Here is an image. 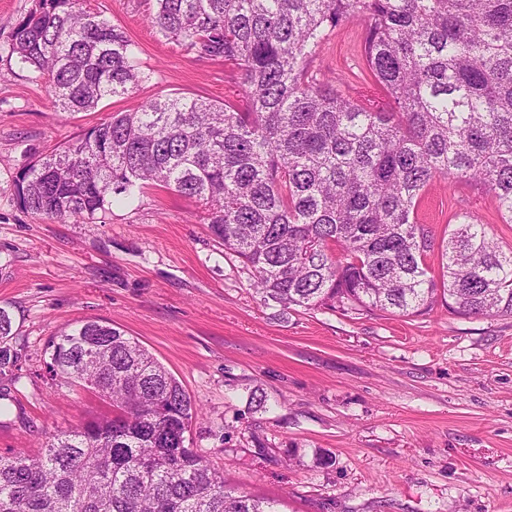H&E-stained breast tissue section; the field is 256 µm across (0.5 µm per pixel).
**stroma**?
I'll return each mask as SVG.
<instances>
[{"mask_svg": "<svg viewBox=\"0 0 512 512\" xmlns=\"http://www.w3.org/2000/svg\"><path fill=\"white\" fill-rule=\"evenodd\" d=\"M32 4L0 0V307L20 356L16 375L0 379V455L39 453L51 435L111 414L45 367L51 336L99 320L138 340L200 405L188 447L282 512H512V315L265 306L195 204L169 191L102 223L41 220L19 206V169L109 114L170 93L243 104L233 66L185 55L151 26L152 0H91L155 78L95 110L58 113L44 80L10 53ZM364 37L361 22L341 26L312 62L361 100L380 95ZM421 207L435 238L467 211L512 247V224L481 187L441 181Z\"/></svg>", "mask_w": 512, "mask_h": 512, "instance_id": "stroma-1", "label": "stroma"}]
</instances>
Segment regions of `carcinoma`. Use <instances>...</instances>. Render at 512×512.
<instances>
[{
  "label": "carcinoma",
  "mask_w": 512,
  "mask_h": 512,
  "mask_svg": "<svg viewBox=\"0 0 512 512\" xmlns=\"http://www.w3.org/2000/svg\"><path fill=\"white\" fill-rule=\"evenodd\" d=\"M148 20L185 54L235 66L246 109L160 95L116 112L18 171L25 211L92 222L162 188L195 203L267 304L512 315V250L472 213L438 243L419 219L448 179L483 187L512 224V0H156ZM354 21L384 106L311 70ZM10 51L71 115L154 75L81 0H33ZM11 335L0 307V376L18 367ZM46 352L52 377L92 383L112 415L0 455V512H280L185 446L200 408L123 329L81 320Z\"/></svg>",
  "instance_id": "cac0c4a2"
}]
</instances>
